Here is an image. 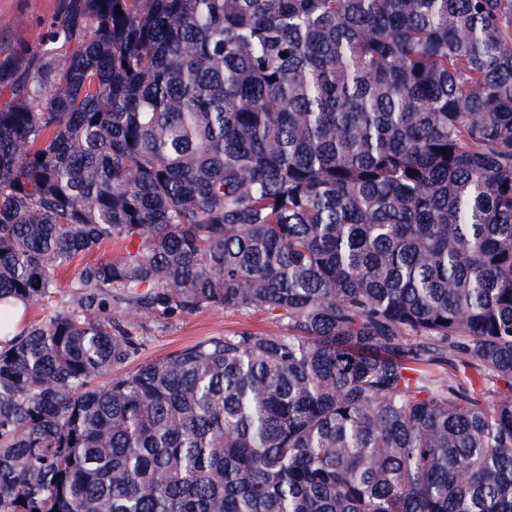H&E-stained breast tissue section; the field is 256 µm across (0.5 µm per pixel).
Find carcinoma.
<instances>
[{"instance_id":"obj_1","label":"carcinoma","mask_w":512,"mask_h":512,"mask_svg":"<svg viewBox=\"0 0 512 512\" xmlns=\"http://www.w3.org/2000/svg\"><path fill=\"white\" fill-rule=\"evenodd\" d=\"M0 95V512H512V0H65ZM110 246H103L102 248L96 249L84 256L75 259L64 271L62 277L58 282V287L65 290L69 283L74 279L80 270V268L88 261H94L98 258H104L110 253ZM131 323L142 346L138 355L126 366L129 370L145 360L162 357L174 350L209 336H222L225 332L252 330L265 333L281 332V325L269 314L257 311L206 309L182 316L165 326L130 312L117 310L112 316Z\"/></svg>"}]
</instances>
